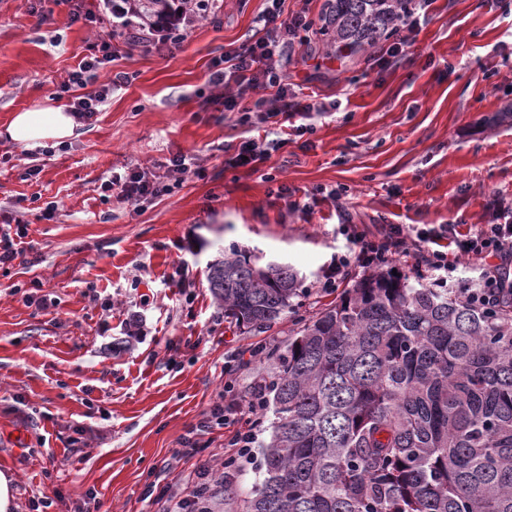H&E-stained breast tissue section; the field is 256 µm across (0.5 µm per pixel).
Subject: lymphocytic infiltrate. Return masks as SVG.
<instances>
[{
  "instance_id": "obj_1",
  "label": "lymphocytic infiltrate",
  "mask_w": 512,
  "mask_h": 512,
  "mask_svg": "<svg viewBox=\"0 0 512 512\" xmlns=\"http://www.w3.org/2000/svg\"><path fill=\"white\" fill-rule=\"evenodd\" d=\"M272 5L262 16V37L225 52L212 65L209 82L213 86L236 85L239 88L271 87L275 90L276 107H268L266 99L253 102L256 112H267L269 117L306 118L315 112L314 103L300 98L280 70V62L296 41L302 40L310 21L305 12L284 15V0H271ZM104 11L96 13L73 6L72 22L110 24L112 29L125 31L134 42L146 48L163 51L177 46L181 38L158 30L144 31L133 24L129 11L116 0H102ZM115 55L110 41L104 40L91 48L57 93L69 98L71 112L80 120H90L105 105L114 88L127 84L128 73H108L107 67ZM190 157L176 153L170 160L166 175L147 177L145 173L130 170L113 174L102 185L103 191L115 193L121 201L135 207L170 194L175 183L191 168ZM348 247L337 253L332 264L337 275H344L352 263L365 268H377L390 260L414 256L424 268L426 279L457 289L460 296L473 305L490 310L506 300H512V286L497 275L486 260L490 257L512 258V223L484 224L460 230L455 224L439 227L409 229L391 224L380 234H371L356 225H341ZM232 382L224 384V398L212 403L203 413L201 430H223L228 454L224 458L225 472H232L240 457L245 456L255 442L256 430L262 423L261 388H254L247 406H240L233 395ZM219 480L206 466H199L194 478L187 482L180 496L170 498L167 512H212Z\"/></svg>"
}]
</instances>
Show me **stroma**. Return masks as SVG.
<instances>
[{"label": "stroma", "mask_w": 512, "mask_h": 512, "mask_svg": "<svg viewBox=\"0 0 512 512\" xmlns=\"http://www.w3.org/2000/svg\"><path fill=\"white\" fill-rule=\"evenodd\" d=\"M268 6L218 0L211 18L179 21L184 39L169 51L115 38L110 68L130 82L51 151L0 134V155L11 158L0 166V223H26L22 257L0 273V471L15 478L18 512L44 495L49 512H79L89 490L105 512H162L148 483L177 487L193 474L199 459L178 451L225 380L245 405L252 378L265 374L256 359L225 377V356L285 346L297 315L334 304L364 276L354 266L336 288H321L346 246L339 214L376 234L387 224H494L512 207V124L496 121L512 106V13L497 0H433L404 56L382 68L366 51L337 59L310 32L282 64L299 96L324 107L303 139L257 112L240 123L208 82L215 58L261 37ZM106 36L71 22L65 0L38 12L31 0H0V131L15 112L60 105L59 85ZM268 137L287 144L258 169L228 166L241 141ZM178 152L193 158L194 173L141 210L99 189L129 169L163 174ZM282 185L326 193L294 210L278 196ZM51 202L58 211L48 221ZM233 243L304 277L298 309L259 332L225 321L209 288L210 264ZM184 260L190 274L175 281ZM36 284L55 307L25 303ZM92 288L111 310L89 298ZM131 309L145 319L136 332ZM76 435L75 451L67 441ZM261 478L255 452L221 489L216 512H244Z\"/></svg>", "instance_id": "1"}]
</instances>
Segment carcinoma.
Masks as SVG:
<instances>
[{
	"label": "carcinoma",
	"mask_w": 512,
	"mask_h": 512,
	"mask_svg": "<svg viewBox=\"0 0 512 512\" xmlns=\"http://www.w3.org/2000/svg\"><path fill=\"white\" fill-rule=\"evenodd\" d=\"M173 26L183 0H123ZM411 0H327L325 46L389 40ZM224 319L274 323L304 293L288 264L235 246L210 264ZM269 365L263 478L245 512H512V302L473 307L450 288L374 270L297 329Z\"/></svg>",
	"instance_id": "cac0c4a2"
}]
</instances>
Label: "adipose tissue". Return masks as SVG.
Masks as SVG:
<instances>
[{
	"label": "adipose tissue",
	"mask_w": 512,
	"mask_h": 512,
	"mask_svg": "<svg viewBox=\"0 0 512 512\" xmlns=\"http://www.w3.org/2000/svg\"><path fill=\"white\" fill-rule=\"evenodd\" d=\"M76 126L75 117L65 107L44 106L14 113L4 133L12 141L37 146L71 138Z\"/></svg>",
	"instance_id": "adipose-tissue-1"
}]
</instances>
